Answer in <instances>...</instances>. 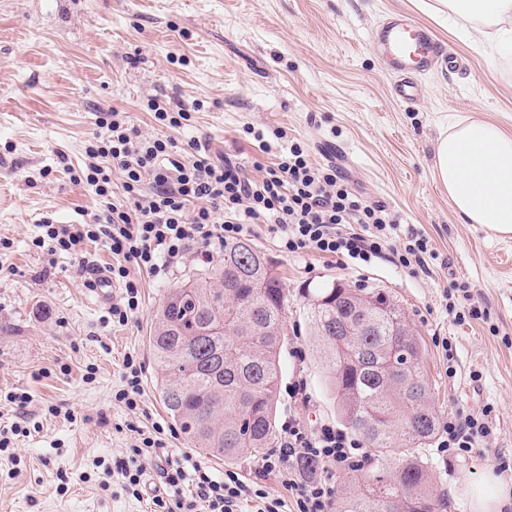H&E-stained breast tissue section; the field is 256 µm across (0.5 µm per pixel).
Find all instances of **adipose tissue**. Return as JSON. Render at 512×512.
I'll return each mask as SVG.
<instances>
[{"label":"adipose tissue","instance_id":"obj_1","mask_svg":"<svg viewBox=\"0 0 512 512\" xmlns=\"http://www.w3.org/2000/svg\"><path fill=\"white\" fill-rule=\"evenodd\" d=\"M425 9L460 41L488 46L491 61L512 56V0H430ZM433 170L464 223L512 235V134L454 121L435 144Z\"/></svg>","mask_w":512,"mask_h":512}]
</instances>
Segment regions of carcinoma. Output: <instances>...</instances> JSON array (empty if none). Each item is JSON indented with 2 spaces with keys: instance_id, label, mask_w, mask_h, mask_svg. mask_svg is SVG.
<instances>
[{
  "instance_id": "1",
  "label": "carcinoma",
  "mask_w": 512,
  "mask_h": 512,
  "mask_svg": "<svg viewBox=\"0 0 512 512\" xmlns=\"http://www.w3.org/2000/svg\"><path fill=\"white\" fill-rule=\"evenodd\" d=\"M320 365L339 417L370 447L419 448L435 434L422 347L382 292L338 283L307 293ZM287 295L282 277L248 240L224 243V262L168 289L149 332L160 393L187 441L233 460L277 440L276 401ZM413 458L379 471L339 512H437Z\"/></svg>"
}]
</instances>
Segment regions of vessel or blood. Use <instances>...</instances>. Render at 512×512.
Segmentation results:
<instances>
[{
    "label": "vessel or blood",
    "mask_w": 512,
    "mask_h": 512,
    "mask_svg": "<svg viewBox=\"0 0 512 512\" xmlns=\"http://www.w3.org/2000/svg\"><path fill=\"white\" fill-rule=\"evenodd\" d=\"M372 42L395 76V96L403 102L418 101L421 90L416 77L430 71L442 53L430 29L395 13L373 31Z\"/></svg>",
    "instance_id": "obj_1"
}]
</instances>
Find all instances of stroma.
<instances>
[{
    "instance_id": "1",
    "label": "stroma",
    "mask_w": 512,
    "mask_h": 512,
    "mask_svg": "<svg viewBox=\"0 0 512 512\" xmlns=\"http://www.w3.org/2000/svg\"><path fill=\"white\" fill-rule=\"evenodd\" d=\"M395 12L429 26L464 65L439 63L420 78L418 103L393 98L392 76L369 42ZM169 97L190 111L163 128L146 108ZM124 112L143 135L163 134L178 154L191 141L262 175L289 142L317 164H333L367 200L386 205L395 243L423 233L429 272L386 261L369 267L281 251L266 225L251 242L280 272L288 303L278 422L306 429L339 423L337 401L318 365L321 336L309 325L307 291L336 282L391 295L424 348V374L438 422L464 411L488 434L478 448L416 449L439 512H472L474 485L494 477L512 490V236L466 224L433 175L435 143L449 122L472 119L512 133V59L490 64L413 0H0V431L24 423L0 453V512H151L115 473L131 458L138 428L160 425L173 456L232 469L289 499L261 456L235 461L191 447L170 418L156 382L148 336L168 290L204 263L187 253L160 275L140 273L141 304L113 323L111 302L86 285L113 257L105 242L82 257L35 247L40 224H86L105 207L72 174L105 110ZM286 138L259 146L248 128ZM478 317H470V308ZM451 350H443L442 341ZM142 369L138 410L116 401L124 361ZM308 384V402L289 388ZM27 393L25 409L10 403ZM405 449L370 454L363 470L333 478L337 497L378 466L398 470Z\"/></svg>"
}]
</instances>
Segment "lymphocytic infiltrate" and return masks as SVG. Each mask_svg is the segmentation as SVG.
Listing matches in <instances>:
<instances>
[{"label":"lymphocytic infiltrate","mask_w":512,"mask_h":512,"mask_svg":"<svg viewBox=\"0 0 512 512\" xmlns=\"http://www.w3.org/2000/svg\"><path fill=\"white\" fill-rule=\"evenodd\" d=\"M103 132L89 139L87 162L79 176L107 206L89 224L44 222L35 244L49 251L81 254L84 246L106 240L118 262L109 266L124 295L112 304L113 322L125 324L139 309L136 271L159 273L177 263L189 249L200 261L213 257V247L248 236L253 225H267L283 251L312 252L368 265L390 257L411 270L424 264L428 239L411 233L403 247L389 238L396 221L383 204L359 196L333 166L311 162L300 143H292L268 166L261 179L247 176L228 159L196 153L176 158L174 143L164 136H143L123 113L111 110ZM123 174V192L115 194L112 173ZM162 427L142 433L132 461L118 465L126 490L141 495L150 461L173 498L152 497L154 506L177 512H334L336 489L330 478L339 471L359 470L367 460L365 444L333 425L308 431L296 421L283 427L284 440L264 465L291 492V500L274 498L260 485L233 470L217 473L184 457L163 453ZM485 424L471 415H456L441 425L437 446L474 448L486 437ZM322 465L325 477L304 474L302 462Z\"/></svg>","instance_id":"1"}]
</instances>
